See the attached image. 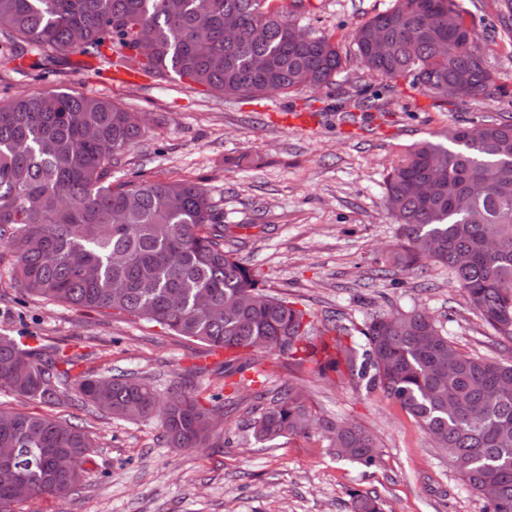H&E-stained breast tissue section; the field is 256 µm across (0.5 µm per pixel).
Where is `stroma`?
<instances>
[{"instance_id":"obj_1","label":"stroma","mask_w":512,"mask_h":512,"mask_svg":"<svg viewBox=\"0 0 512 512\" xmlns=\"http://www.w3.org/2000/svg\"><path fill=\"white\" fill-rule=\"evenodd\" d=\"M481 44L494 90L435 106L399 81L398 94L360 61L351 32L392 0H270L302 30L331 36L343 68L327 90L302 89L263 98L218 95L179 78L141 75L114 81L72 55L71 68L46 73L14 66L0 52V96L73 90L109 97L142 113L146 134L112 172V180H186L205 186L233 233L224 246L269 289L308 310L315 324H343L417 307L429 311L468 355L512 358L446 268L415 271L379 260L396 243L383 205L384 177L414 143L457 125L512 121V31L500 19L501 0H457ZM379 94L380 106L339 120L334 99ZM16 245L0 237V335L28 346L51 343L83 353L81 372L149 375L167 394L178 374L207 355L199 342L155 324L121 320L39 299L16 279ZM266 389L293 386L313 410L363 423L379 447L377 465L336 459L318 436L255 442L247 429L253 398L238 393L220 424L198 448H170L155 419L111 418L91 404L55 405L0 393V408L79 423L96 446L79 489L35 496L11 512H351V491L377 495L386 512H486L448 454L400 405L382 392L332 384L267 354L258 358Z\"/></svg>"}]
</instances>
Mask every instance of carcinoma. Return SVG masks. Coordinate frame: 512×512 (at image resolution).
<instances>
[{
    "label": "carcinoma",
    "mask_w": 512,
    "mask_h": 512,
    "mask_svg": "<svg viewBox=\"0 0 512 512\" xmlns=\"http://www.w3.org/2000/svg\"><path fill=\"white\" fill-rule=\"evenodd\" d=\"M453 13L456 27L441 18ZM240 30L224 41V27ZM294 24L268 0H0V35L9 55L58 72L79 53L112 64L125 46L155 78L177 76L222 94L256 96L333 84L342 57L331 37L292 36ZM381 36L391 53L371 54ZM352 40L364 65L436 101H464L493 87L480 46L455 0H393L360 22ZM145 133L137 113L109 98L55 90L0 99V234L17 232V275L27 293L127 320H146L224 351L174 382L164 399L149 378L121 371L79 376L80 356L0 336V390L53 405L62 399L105 407L115 419L140 405L161 423L171 448H197L224 413L207 408L190 379L215 375L235 392L264 383L253 356L272 354L320 378L365 382L410 414L443 451L488 512H512V361L462 353L421 309H394L362 326L337 319L314 330L309 313L267 291L224 249L229 227L206 188L188 181L112 185V169ZM446 142L413 145L384 178L396 224L389 261L412 270L423 261L448 268L453 283L498 337L512 343V122L454 126ZM257 373V379L247 372ZM260 443L318 434L340 459L371 467L379 459L361 423L312 413L293 387L252 417ZM94 440L85 427L0 409V509L24 480L33 495L63 496L84 479ZM77 459L70 473L54 459ZM351 512H383L369 494L350 493Z\"/></svg>",
    "instance_id": "cac0c4a2"
}]
</instances>
